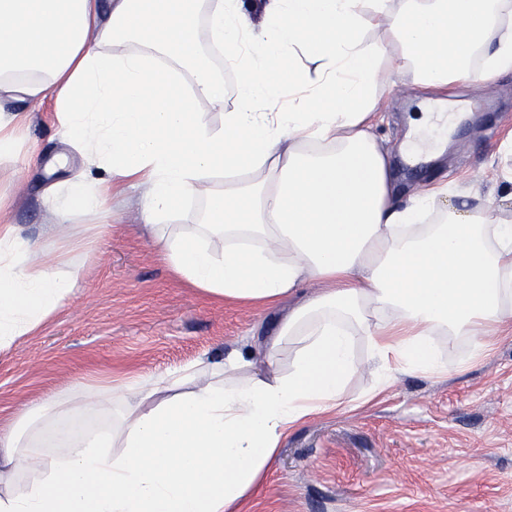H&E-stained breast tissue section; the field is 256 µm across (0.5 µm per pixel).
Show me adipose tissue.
<instances>
[{"label":"adipose tissue","instance_id":"obj_1","mask_svg":"<svg viewBox=\"0 0 512 512\" xmlns=\"http://www.w3.org/2000/svg\"><path fill=\"white\" fill-rule=\"evenodd\" d=\"M379 26L418 88L512 72V0H0V156L49 99L103 173L46 188L58 220L106 209L113 180L141 182V223L176 275L231 300L300 298L221 360L81 383L23 413L0 430V512H246L288 431L343 405L356 339L378 395L445 373L436 337L485 356L512 321V224L444 182L402 196L372 131L387 48L363 31ZM217 55L237 74L229 111ZM195 197L199 222L178 223ZM41 252L0 225V349L79 283L80 265Z\"/></svg>","mask_w":512,"mask_h":512}]
</instances>
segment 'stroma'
I'll list each match as a JSON object with an SVG mask.
<instances>
[{"instance_id":"1","label":"stroma","mask_w":512,"mask_h":512,"mask_svg":"<svg viewBox=\"0 0 512 512\" xmlns=\"http://www.w3.org/2000/svg\"><path fill=\"white\" fill-rule=\"evenodd\" d=\"M373 131L391 155L404 193L429 186L422 165L403 159L408 120L422 91L387 61L376 75ZM456 120L444 135L450 187L490 200L489 213L512 220V187L499 174L512 157L494 149L512 134V74L443 91ZM69 167L46 171L56 154ZM82 160L54 120V104L30 112L24 151L0 158V220L39 238L48 257L72 261L82 277L58 311L31 335L0 350V427L76 381L106 385L149 377L202 358L218 360L251 339L271 335L294 299L268 308L220 299L173 274L148 240L136 205L143 189L124 186L108 210L75 213L63 229L44 200L52 181L80 174ZM102 225L100 234L88 223ZM437 343L445 377L407 373L387 393L373 386L368 347L357 340L359 370L346 385L345 406L314 416L282 443L250 512H512V332L467 370L456 364L465 342Z\"/></svg>"}]
</instances>
